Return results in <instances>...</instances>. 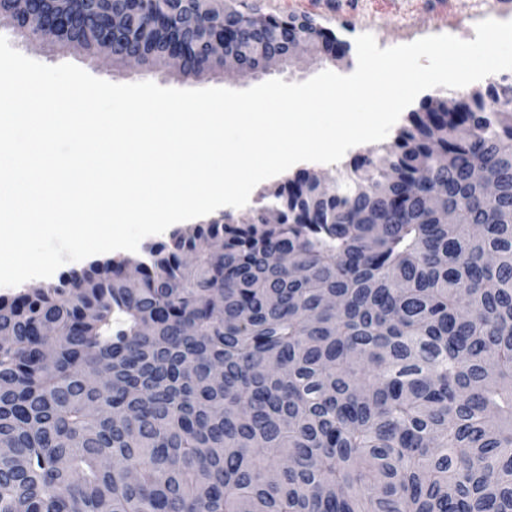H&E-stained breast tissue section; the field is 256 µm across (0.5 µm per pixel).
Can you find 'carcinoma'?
<instances>
[{
	"label": "carcinoma",
	"mask_w": 512,
	"mask_h": 512,
	"mask_svg": "<svg viewBox=\"0 0 512 512\" xmlns=\"http://www.w3.org/2000/svg\"><path fill=\"white\" fill-rule=\"evenodd\" d=\"M114 6L146 71L217 69L177 4ZM209 23L254 66L350 51L248 0ZM97 27L80 0L15 24L89 55ZM271 196L0 297V512H512V87L428 96Z\"/></svg>",
	"instance_id": "obj_1"
}]
</instances>
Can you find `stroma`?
<instances>
[{"mask_svg": "<svg viewBox=\"0 0 512 512\" xmlns=\"http://www.w3.org/2000/svg\"><path fill=\"white\" fill-rule=\"evenodd\" d=\"M267 15H296L331 29L341 40L355 42L364 33L372 34L379 48H389L437 34H451L463 40L475 39V26L487 19L489 0H341L338 10H329L326 0H251ZM0 36L21 54L46 65L72 63L92 76L112 83L151 81L165 88L203 89L210 87L245 90L271 79L288 83L307 81L324 70L345 75L357 65L356 54L333 64L313 59L289 64L264 74H241L229 79L224 74L177 79L164 72L144 73L138 68H116L110 60L90 57L74 50H59L40 41L17 36L13 24L0 22Z\"/></svg>", "mask_w": 512, "mask_h": 512, "instance_id": "obj_1", "label": "stroma"}]
</instances>
